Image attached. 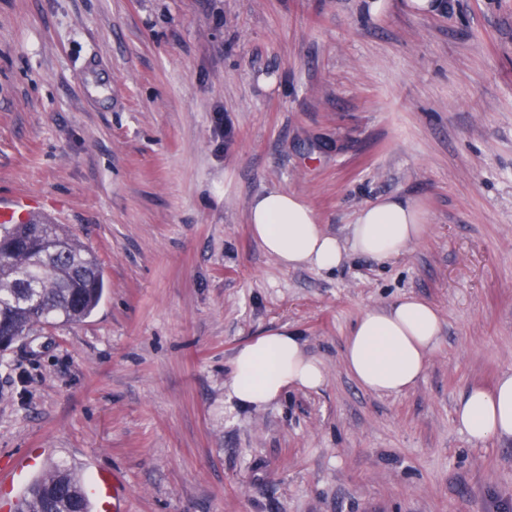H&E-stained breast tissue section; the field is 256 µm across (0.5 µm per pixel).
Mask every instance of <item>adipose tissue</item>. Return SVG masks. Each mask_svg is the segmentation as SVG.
<instances>
[{"label":"adipose tissue","instance_id":"adipose-tissue-1","mask_svg":"<svg viewBox=\"0 0 512 512\" xmlns=\"http://www.w3.org/2000/svg\"><path fill=\"white\" fill-rule=\"evenodd\" d=\"M253 238L285 268L329 271L352 251L386 262L399 256L427 230L418 205L382 197L363 207L348 241L325 232L320 219L299 195L273 189L250 202ZM442 326L437 310L410 295L385 308L366 311L344 342L347 371L364 391L399 394L424 376ZM326 380L322 363L306 351L298 333L283 327L240 347L231 362L230 399L259 408L290 388L316 390ZM455 423L474 446L512 438V373L491 388L471 387L455 410Z\"/></svg>","mask_w":512,"mask_h":512}]
</instances>
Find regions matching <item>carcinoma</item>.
Returning a JSON list of instances; mask_svg holds the SVG:
<instances>
[{
	"label": "carcinoma",
	"mask_w": 512,
	"mask_h": 512,
	"mask_svg": "<svg viewBox=\"0 0 512 512\" xmlns=\"http://www.w3.org/2000/svg\"><path fill=\"white\" fill-rule=\"evenodd\" d=\"M105 288L99 257L60 224H13L0 235V338L76 323ZM25 512H91L79 476L56 465L31 486Z\"/></svg>",
	"instance_id": "cac0c4a2"
}]
</instances>
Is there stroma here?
<instances>
[{
  "label": "stroma",
  "mask_w": 512,
  "mask_h": 512,
  "mask_svg": "<svg viewBox=\"0 0 512 512\" xmlns=\"http://www.w3.org/2000/svg\"><path fill=\"white\" fill-rule=\"evenodd\" d=\"M444 3L0 0V207L65 225L106 283L0 351V462L116 473L126 512H512V441L454 420L512 373V0ZM274 188L342 240L393 194L427 231L286 269L248 224ZM406 295L440 345L412 389L363 391L344 340ZM284 326L323 387L230 403L235 352Z\"/></svg>",
  "instance_id": "stroma-1"
}]
</instances>
